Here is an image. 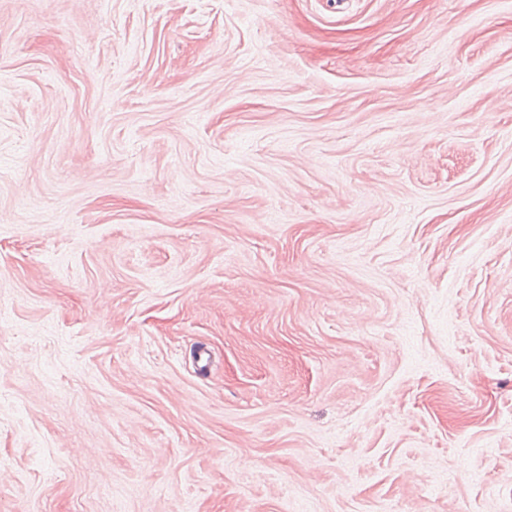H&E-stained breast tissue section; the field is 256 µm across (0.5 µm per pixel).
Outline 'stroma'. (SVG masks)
I'll use <instances>...</instances> for the list:
<instances>
[{
	"mask_svg": "<svg viewBox=\"0 0 512 512\" xmlns=\"http://www.w3.org/2000/svg\"><path fill=\"white\" fill-rule=\"evenodd\" d=\"M0 512H512V0H0Z\"/></svg>",
	"mask_w": 512,
	"mask_h": 512,
	"instance_id": "1",
	"label": "stroma"
}]
</instances>
